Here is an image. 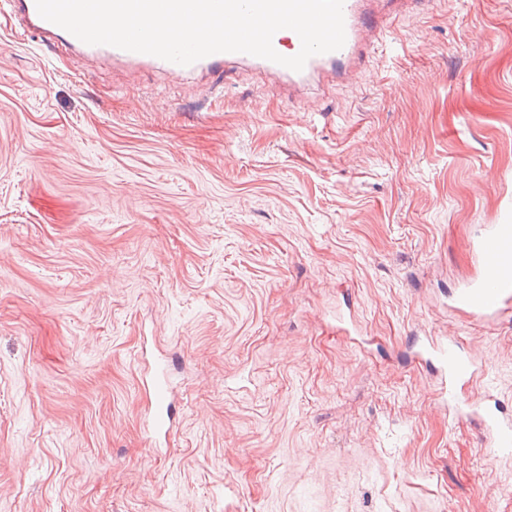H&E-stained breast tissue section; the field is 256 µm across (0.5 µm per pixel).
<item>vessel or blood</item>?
I'll return each instance as SVG.
<instances>
[{
    "mask_svg": "<svg viewBox=\"0 0 512 512\" xmlns=\"http://www.w3.org/2000/svg\"><path fill=\"white\" fill-rule=\"evenodd\" d=\"M410 0H344L343 14L345 43L339 50L312 56L301 71H294L270 60L241 52L215 53L200 59V66L218 69L224 66L251 65L261 69L269 78L286 83L289 95H297L311 82L322 77L343 78L353 68L363 67L375 45L386 32V18L399 12ZM10 10L23 36L57 41L71 46L79 40L60 26L43 19L35 0H10ZM274 49L291 57L301 48L296 32L282 29L275 33ZM100 53L115 59L147 62L171 75H183L187 66L153 55L126 51L103 45ZM477 265L476 274L463 281L452 293L448 305L462 312L471 321L496 323L512 311V218L503 217L498 223L484 225L470 244ZM415 359L434 358L438 363L439 383L436 395L455 418L469 417L478 421L482 439L495 458H512V420L497 417L481 397L463 395V388L473 386L485 375L481 360L461 349L451 338L425 337L413 353Z\"/></svg>",
    "mask_w": 512,
    "mask_h": 512,
    "instance_id": "vessel-or-blood-1",
    "label": "vessel or blood"
}]
</instances>
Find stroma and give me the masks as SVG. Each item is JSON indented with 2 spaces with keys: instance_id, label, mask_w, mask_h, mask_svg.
<instances>
[{
  "instance_id": "1",
  "label": "stroma",
  "mask_w": 512,
  "mask_h": 512,
  "mask_svg": "<svg viewBox=\"0 0 512 512\" xmlns=\"http://www.w3.org/2000/svg\"><path fill=\"white\" fill-rule=\"evenodd\" d=\"M304 105L15 32L0 0V512H512L417 336L512 197V0H427ZM169 442L146 432L152 375Z\"/></svg>"
}]
</instances>
